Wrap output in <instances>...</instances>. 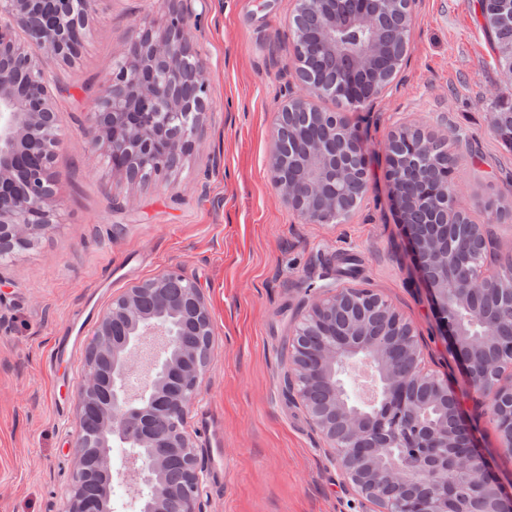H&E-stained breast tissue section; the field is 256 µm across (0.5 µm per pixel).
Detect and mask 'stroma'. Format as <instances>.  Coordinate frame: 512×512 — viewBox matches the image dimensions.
Returning a JSON list of instances; mask_svg holds the SVG:
<instances>
[{
  "label": "stroma",
  "instance_id": "obj_1",
  "mask_svg": "<svg viewBox=\"0 0 512 512\" xmlns=\"http://www.w3.org/2000/svg\"><path fill=\"white\" fill-rule=\"evenodd\" d=\"M180 6L96 0L76 62L48 69L60 141L54 228L0 264V512H66L86 364L77 355L57 379L47 354L81 307L102 317L113 298L168 269L199 285L211 315L210 363L186 427L203 466L202 512H362L302 404L282 393L286 348L314 288H368L410 324L421 370L466 391L394 207L388 144L407 127L452 136L456 201L497 273L512 256V149L493 121L512 107V85L476 21L477 0H414L408 57L381 94L358 109L316 101L357 130L368 176L344 223L311 224L272 174L279 111L304 92L288 38L296 0H192L190 42L208 87L175 167L140 182L87 152L95 104L140 24ZM464 416L512 495V450L489 411L468 405Z\"/></svg>",
  "mask_w": 512,
  "mask_h": 512
}]
</instances>
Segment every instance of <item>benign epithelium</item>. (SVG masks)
<instances>
[{
	"mask_svg": "<svg viewBox=\"0 0 512 512\" xmlns=\"http://www.w3.org/2000/svg\"><path fill=\"white\" fill-rule=\"evenodd\" d=\"M391 0H354L353 12L321 14L320 0H308L310 20L323 33L327 50L336 55V31L349 21L365 29L374 25ZM94 0H67L64 15L49 26L40 22L43 0H0V42L9 44L11 52L25 64L24 83L28 94L17 90V78L9 68H0V175L15 172L19 157L29 142L40 138L53 127L54 112L50 108L45 85V70L71 46L73 39H82L85 32L72 27L71 17H83L92 11ZM15 19L27 26L42 49L34 59L24 47L10 39L3 18ZM167 14L161 34L151 40L148 49L137 52L123 68L113 74L112 127L100 125L104 111L93 113L100 135L90 143L91 150H104L114 157L129 151L131 143L141 145L143 161L155 169H163L166 161L182 154L192 145L196 124L187 121L177 133L165 135L164 130L145 122L149 112L170 110L189 113L194 105L202 103L201 93L207 85L200 66H194L189 89L172 99L170 88L179 77L178 65L188 59L190 41L189 18L181 15L179 22H171ZM350 71L343 86L342 100L356 107L364 105L366 96L357 81V74L371 61L368 47L342 55ZM165 64V77L155 75V65ZM306 95L288 100L281 115L307 104V97L328 94L333 88L311 81L305 82ZM323 126L327 134L313 139L302 151L307 159L302 176L291 178L285 167L273 164V180L283 199L308 223L334 224L346 215L337 200L324 199L322 187L327 181L336 184V190L362 194L366 187V167L354 176L341 163L325 167V161L336 155L335 132L345 133L357 152L362 145L356 132L333 113H324ZM395 205L399 211L409 247L422 273L425 284L433 292L439 324L448 346L463 367L473 392L488 400L489 412L497 424L504 446L512 447V383L493 381L496 365L477 359L475 350L496 341L502 335H512V321L508 329H497L499 323L477 310L471 311L472 325L462 323L457 316L456 285L463 282L475 296L488 291L494 277L485 267L486 242L479 226L474 224H417L405 213V199L413 186L406 183V173L396 163L389 162ZM52 196L38 189L22 195L10 193L8 184L0 178V227L7 226L16 241L22 243L34 232L53 228ZM142 291L136 285L122 296L112 300V306L100 319L95 348L99 360L86 363L84 378L77 387L79 410L87 406V399L103 387H109L104 406V435L120 448L148 447L158 452L145 458L131 455L130 476L133 483L130 505H142L143 491L150 487V497L160 504L167 502L164 489L154 483L152 474L162 470L163 451L173 448L183 457L188 488L172 507L158 512H202L200 498V465L197 450L185 427L190 408L198 396V382L209 360L186 362L182 379L187 385L170 396L165 403H156L165 377L169 374L171 354L180 348L181 332L157 318H143L133 335L117 344L109 329L120 316H137L134 299ZM353 301L357 305L376 302L398 323L403 319L390 304L366 288H339L334 292L313 294L304 321L295 335L303 336L306 328L322 321L325 313ZM164 309L189 308L194 323L202 330L210 328L211 320L200 289L193 283L175 297L160 298ZM316 355L319 364L336 371L338 413L343 429L331 432L319 417L315 397L305 371L288 372L283 381L287 399L301 401L310 418L324 433L333 448L336 464L343 473L348 489L365 499L370 512H472L470 504L482 494L492 492L503 503L508 496L496 478L488 472L485 459L471 449V436L459 398L453 388L442 384L439 391L456 403L451 427H442L422 417L421 408L409 394L410 382L421 376L418 361L412 368L394 372L390 368L384 342L378 336H363L355 342L333 333L321 337ZM389 450L384 468L388 493L381 495L364 485L353 468V460L362 456L366 448ZM78 471L90 466L96 471L112 473L111 449L104 451L89 445L84 431L76 439ZM67 512H92L84 502L78 483H73Z\"/></svg>",
	"mask_w": 512,
	"mask_h": 512,
	"instance_id": "benign-epithelium-1",
	"label": "benign epithelium"
}]
</instances>
